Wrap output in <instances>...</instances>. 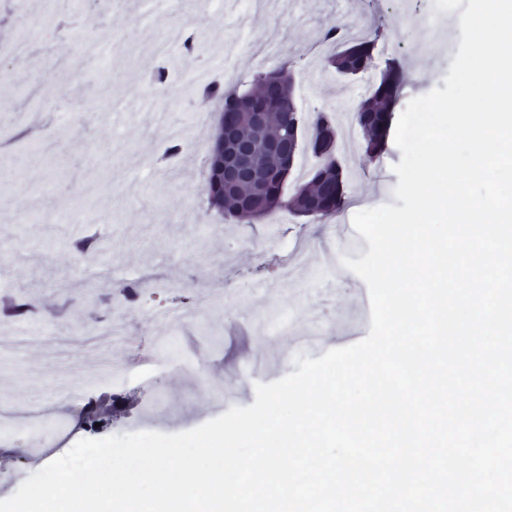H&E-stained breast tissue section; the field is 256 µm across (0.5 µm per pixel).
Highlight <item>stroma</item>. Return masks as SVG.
<instances>
[{"instance_id": "35a3bbf8", "label": "stroma", "mask_w": 512, "mask_h": 512, "mask_svg": "<svg viewBox=\"0 0 512 512\" xmlns=\"http://www.w3.org/2000/svg\"><path fill=\"white\" fill-rule=\"evenodd\" d=\"M224 0L196 21L198 43L158 60L150 45L181 27L184 8L163 7L154 23L117 21L89 0H41L18 9L0 0V44L28 40L38 56H0V404L44 410L48 421L70 419L54 447L24 455L31 429L0 425V500L32 473L66 453L86 429L75 408L102 399L108 424L99 437L140 431L179 433L255 400V386L294 372L291 355L321 357L358 342L369 319L355 308L368 289L353 272L330 271L328 254L357 259L368 250L359 235L345 239L353 216L394 203L401 160L397 146L369 162L352 129L353 147L339 145L350 193L348 206L325 223L273 215L240 224L211 209L204 189L214 125L197 133L194 116L211 109L199 85L163 96L160 72L181 78L221 72L222 43L264 48L274 55L236 61L235 82L291 59L299 110H354L380 81L388 62L403 68V100L444 85L459 44L467 0H416L415 21L397 26L395 0ZM451 31L444 48L425 41V20ZM379 33L376 67L339 75L325 64L321 35L332 23ZM153 97L164 126L180 129V151L168 155L163 128L145 127L138 112L114 122L115 96ZM106 235L108 253L84 252L79 238ZM150 280L142 304L120 302L123 282ZM267 284L269 293L256 288ZM219 305H201L209 290ZM27 304L16 314L15 303ZM124 363L118 384L88 377L102 357ZM163 377L164 387L154 384Z\"/></svg>"}]
</instances>
